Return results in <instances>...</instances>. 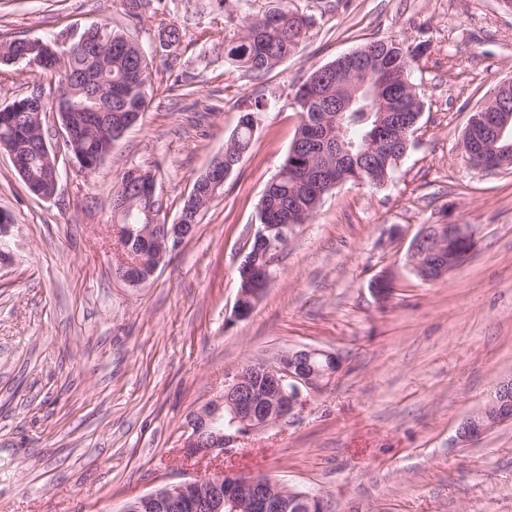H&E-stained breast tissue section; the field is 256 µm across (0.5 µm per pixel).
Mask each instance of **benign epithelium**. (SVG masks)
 Returning <instances> with one entry per match:
<instances>
[{
  "label": "benign epithelium",
  "mask_w": 512,
  "mask_h": 512,
  "mask_svg": "<svg viewBox=\"0 0 512 512\" xmlns=\"http://www.w3.org/2000/svg\"><path fill=\"white\" fill-rule=\"evenodd\" d=\"M20 46L23 50L6 44L0 47V61L13 65L27 61L31 68L50 60L51 71L60 77L55 96V127L61 135L69 163L87 174L96 172L102 165L98 158L78 154L73 150L76 141L92 133H112V83L105 81L104 72L93 71L76 79L65 69V61L74 52H84L97 58L101 66L112 59V35L91 38V32L76 35L63 33L45 43L40 39L27 38ZM336 78V99L347 109L356 95L363 92L374 102L382 100L386 85L378 74V58L370 50L359 48L337 58L317 70L296 97V104L306 110L313 102L310 90L313 80ZM97 91L103 96L97 106L84 110L73 103L80 92ZM42 99L36 91L24 101H15L0 110V129L14 127L13 110L20 105L28 106ZM512 101V79L499 83L495 96L488 100L480 112H473L464 131L467 146L465 152L471 162L483 165L488 154L499 153L497 145L512 128V113L508 104ZM43 112L28 113L29 135L36 143L35 150L43 161V179L46 183L40 192L43 199L52 198L59 183L57 152L48 141L43 123ZM314 120L330 138L347 149L338 121L327 113L315 114ZM374 132L366 137L358 148V156L369 162L390 158L392 146L408 132L407 123L399 113L375 109ZM6 153L17 170L26 168V162L14 147L11 135L0 137V153ZM224 170L220 161L208 166L203 178L209 187L202 193L194 190L191 199L203 210L212 200L221 196L224 188ZM345 178H331L313 169L306 172L299 182L302 190H309L314 204L320 205L330 191L345 184ZM310 219L303 210L289 211L287 224H257L252 238L263 246L265 264L244 271V283L248 288L239 291L234 314L248 317L270 282L271 270L288 243L286 230ZM138 236L155 242L160 253L170 252L167 225L158 221L155 213L149 214V223L136 229ZM477 232L469 224H433L412 242L409 259L417 275L440 279L461 265L476 245ZM119 276L132 286L139 285L137 270L139 261L120 254L117 263ZM341 367V357L330 350L306 347L288 350L271 361L246 364L229 377L221 397L206 403L189 418L184 439V453L190 459L233 454L239 444L248 441L259 432L277 424L288 422L307 404V394L321 390ZM512 422V383L501 386L490 402L480 411L468 417L457 429L455 442L464 447L482 438L495 427ZM303 512H323L320 497L312 492L294 491L291 498L275 496L263 474H237L218 470L211 475L192 481L166 485L127 502L123 512H291L294 506Z\"/></svg>",
  "instance_id": "1"
}]
</instances>
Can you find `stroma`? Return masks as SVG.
<instances>
[{"mask_svg":"<svg viewBox=\"0 0 512 512\" xmlns=\"http://www.w3.org/2000/svg\"><path fill=\"white\" fill-rule=\"evenodd\" d=\"M307 18L299 53L255 76L224 55L242 10L271 0H0V41L105 24L150 61V104L94 174L60 162L53 198L28 194L0 155V209L13 217L0 264V512H120L131 498L224 469L319 494L325 512H512V424L472 446L456 429L512 380V165L461 149L471 112L512 78V13L499 0H283ZM183 32L166 51L160 22ZM425 44L410 80L415 143L378 187L325 195L290 237L249 317L233 315L258 207L294 141L296 89L371 39ZM0 66V108L46 86ZM261 101L253 146L192 240L145 285L113 272L112 193L154 173L160 219ZM430 224H472L474 254L439 281L408 262ZM395 283L379 306L371 283ZM316 346L342 366L288 424L221 459L186 458L189 414L243 364Z\"/></svg>","mask_w":512,"mask_h":512,"instance_id":"35a3bbf8","label":"stroma"}]
</instances>
